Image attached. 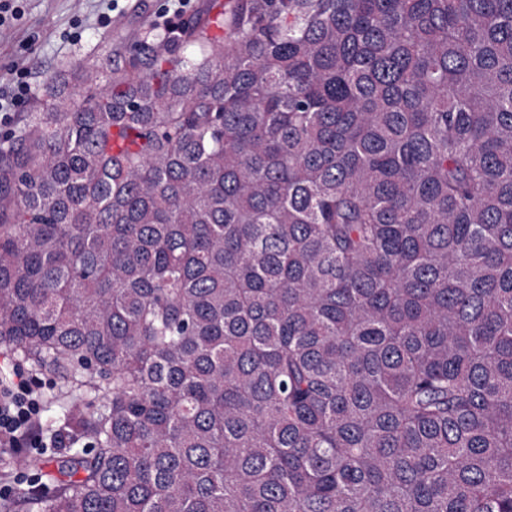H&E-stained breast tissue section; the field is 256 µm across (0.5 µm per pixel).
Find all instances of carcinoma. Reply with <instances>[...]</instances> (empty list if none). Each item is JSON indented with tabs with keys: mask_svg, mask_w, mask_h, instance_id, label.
Segmentation results:
<instances>
[{
	"mask_svg": "<svg viewBox=\"0 0 512 512\" xmlns=\"http://www.w3.org/2000/svg\"><path fill=\"white\" fill-rule=\"evenodd\" d=\"M93 445L23 512H512V0H210L0 146V346Z\"/></svg>",
	"mask_w": 512,
	"mask_h": 512,
	"instance_id": "carcinoma-1",
	"label": "carcinoma"
}]
</instances>
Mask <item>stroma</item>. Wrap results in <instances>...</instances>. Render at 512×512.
<instances>
[{
  "mask_svg": "<svg viewBox=\"0 0 512 512\" xmlns=\"http://www.w3.org/2000/svg\"><path fill=\"white\" fill-rule=\"evenodd\" d=\"M106 13L112 23L104 28L99 20ZM182 20L170 0H25L22 18L0 28V81H8L15 69L26 66L31 70L33 91L8 120L0 122V138L19 135L28 112L62 77L81 76L88 62L105 64L122 44L151 40ZM77 29L82 32L81 41L67 40V33ZM0 371L21 373L44 388L41 423L45 439L64 429L69 401L61 396L67 382L59 373L4 347H0ZM51 453L48 447L0 453V503L15 501L19 489L44 482L45 473L32 469L29 462Z\"/></svg>",
  "mask_w": 512,
  "mask_h": 512,
  "instance_id": "stroma-1",
  "label": "stroma"
}]
</instances>
